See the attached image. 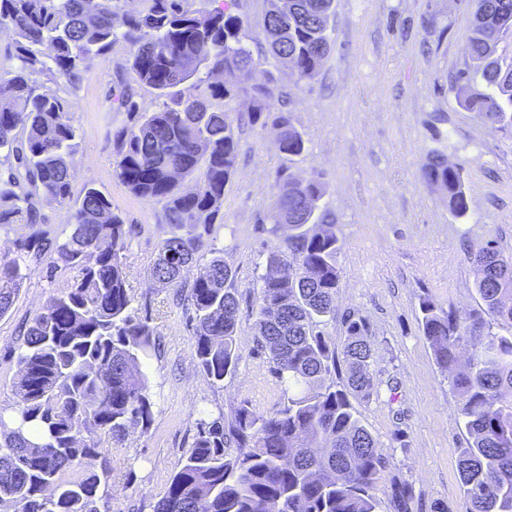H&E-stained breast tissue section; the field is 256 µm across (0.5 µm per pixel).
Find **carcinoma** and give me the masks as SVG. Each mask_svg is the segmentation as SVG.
<instances>
[{"label": "carcinoma", "instance_id": "carcinoma-1", "mask_svg": "<svg viewBox=\"0 0 512 512\" xmlns=\"http://www.w3.org/2000/svg\"><path fill=\"white\" fill-rule=\"evenodd\" d=\"M0 0V25L13 36L10 63H0V114L20 123L0 125V224L32 228L16 255L0 263V317L27 278L31 254L46 239L41 200L70 208L71 233L55 246L50 271H76L28 326L19 355L16 426L0 439V509L11 512H103L100 486L112 476L102 439L122 440L128 428L147 431L153 402L142 361L154 347L155 328L131 311L125 275L129 233L111 201L88 186L70 205L77 128L68 112L91 61L118 43L128 49L135 81L152 90L157 110L141 112L123 78L112 88L117 110L129 122L112 132L115 176L136 197L161 205L175 229L160 244L155 279L176 285L193 263L220 214L224 186L237 158L235 118L229 104L244 94L253 122L271 121L278 150L288 160L305 150L290 112L271 111L277 92L273 70L288 60L295 82L309 83L332 49L329 19L334 0H265L261 34L267 49L265 80L237 83L255 62L249 21L237 0L211 10L194 0ZM512 30V0H474L464 48L471 71L452 87L457 101L484 121L512 124V63L495 55L500 36ZM487 91L473 88L477 82ZM425 182L441 190L448 210L461 216L468 200L460 170L434 158ZM196 182L182 192L178 183ZM323 184L287 178L280 186L271 223L289 224L284 245L269 252L258 277L256 345L272 372L288 385L286 400L259 413L242 404L230 423L219 415L201 422L192 448L152 512H376L373 490L389 461L355 415L350 398L375 393L369 328L347 321L336 351L316 331L317 319L336 316L340 275L334 218L321 204ZM474 288L485 313L508 334L491 330L480 316L461 318L425 300L421 327L441 371L454 373L468 433L458 471L470 512H512V254L487 245L472 251ZM296 269L274 277L280 265ZM233 279L219 257L200 267L190 288L195 357L200 370L221 384L239 360V303ZM468 353L460 361V353ZM343 365L342 387L326 383ZM42 438L25 434L27 424ZM235 447V454L226 449ZM100 471L73 473L86 460ZM394 512H412V495L401 481L391 486Z\"/></svg>", "mask_w": 512, "mask_h": 512}]
</instances>
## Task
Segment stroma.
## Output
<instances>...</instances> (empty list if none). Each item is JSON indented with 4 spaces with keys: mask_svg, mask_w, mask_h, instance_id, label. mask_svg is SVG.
Listing matches in <instances>:
<instances>
[{
    "mask_svg": "<svg viewBox=\"0 0 512 512\" xmlns=\"http://www.w3.org/2000/svg\"><path fill=\"white\" fill-rule=\"evenodd\" d=\"M472 0H335L329 20L333 48L318 76L295 84L280 70L275 109L292 112L305 150L287 162L273 126L251 124L250 101L239 115L238 158L224 187L220 215L198 253L199 264L219 256L233 274L239 302L240 360L215 385L194 357L192 323L184 301L196 266L181 287L156 281L152 268L169 233L160 206L135 197L116 178L111 132L128 121L112 104V87L128 56L116 45L95 59L68 96L79 132L73 158V196L94 184L127 224V284L135 316L148 319L156 347L143 362L154 405L148 431L130 428L124 440H105L112 477L100 492L107 512H152L193 445L200 420L232 419L242 403L265 412L281 403L283 384L256 350L254 284L286 229L267 215L279 180L320 181L333 214L340 250L335 318L319 328L343 342L345 320L369 325L376 392L355 401L361 423L389 458L374 496L377 512H394L392 480L408 484L413 512H468L460 488L458 450L466 440L461 399L442 372L419 327L422 300L466 317L482 304L474 287L470 250L494 243L512 253V126L491 124L462 107L452 91L468 69L464 45ZM460 168L468 210L449 212L422 169L434 155ZM49 255L30 258V275L9 312L0 317V416L18 410L15 385L24 331L48 297L64 289L73 270L47 277Z\"/></svg>",
    "mask_w": 512,
    "mask_h": 512,
    "instance_id": "stroma-1",
    "label": "stroma"
}]
</instances>
